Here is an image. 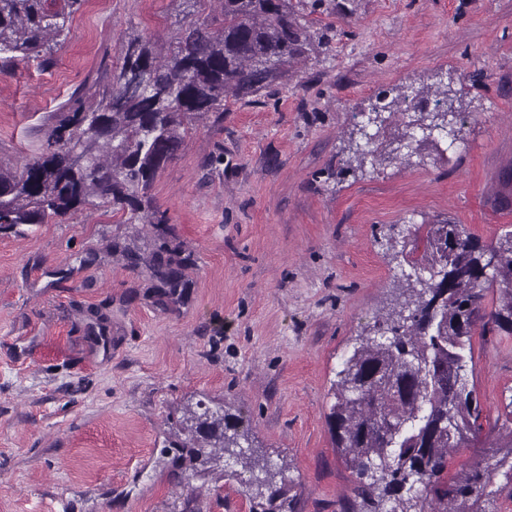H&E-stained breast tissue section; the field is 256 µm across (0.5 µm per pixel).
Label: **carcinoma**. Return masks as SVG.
Listing matches in <instances>:
<instances>
[{
  "mask_svg": "<svg viewBox=\"0 0 512 512\" xmlns=\"http://www.w3.org/2000/svg\"><path fill=\"white\" fill-rule=\"evenodd\" d=\"M85 0H0V63L45 61L66 39ZM187 4L166 50L140 34L126 41L122 63L98 100L62 116L40 155L21 167L0 164V227L67 220L98 200L124 224H161L151 190L200 120L224 122V99L246 102L275 85L308 57V26L288 0H214L220 26L196 17L202 0ZM448 92H435L433 111L406 124L403 137L417 146L424 130L446 121ZM362 142L354 160L373 155V135L357 128ZM77 151L83 167L71 163ZM498 255L489 266L488 254ZM190 256L158 259L153 268L170 290L183 286ZM401 271L405 299L399 310L377 318L359 338L333 384L327 415L336 451L351 469L361 502L346 512H486L493 475L512 478V402L506 405L507 451L483 458L448 477V456L471 448L482 431L481 408L465 379L467 351L480 320L512 331V232L481 245L458 224L427 225L422 261ZM499 292L486 310V292ZM454 402L448 403V394ZM203 443L189 461L224 460L230 477L248 492L251 512H297L286 495L282 472L259 464L231 417L215 411L192 414Z\"/></svg>",
  "mask_w": 512,
  "mask_h": 512,
  "instance_id": "obj_1",
  "label": "carcinoma"
}]
</instances>
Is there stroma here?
Wrapping results in <instances>:
<instances>
[{"label":"stroma","instance_id":"stroma-1","mask_svg":"<svg viewBox=\"0 0 512 512\" xmlns=\"http://www.w3.org/2000/svg\"><path fill=\"white\" fill-rule=\"evenodd\" d=\"M326 44L256 101L196 124L151 194L167 224L89 205L64 224L0 228V512H250L224 466L191 483L190 413L248 425L299 512H342L353 477L326 416L358 337L400 300L389 248L421 258L450 221L512 231V0H291ZM176 0H87L45 65L0 66V164L39 154L107 89L128 33L167 42ZM447 90L459 140L357 166L350 134L382 95ZM223 154V164L209 165ZM193 262L170 295L162 243ZM484 434L512 402V334L472 338Z\"/></svg>","mask_w":512,"mask_h":512}]
</instances>
